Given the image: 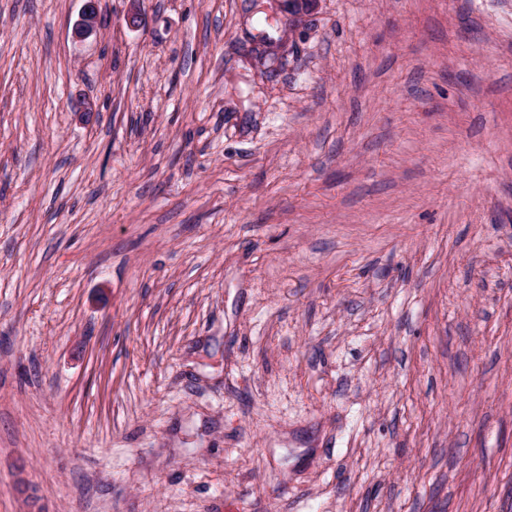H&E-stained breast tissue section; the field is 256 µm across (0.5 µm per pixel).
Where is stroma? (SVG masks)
I'll use <instances>...</instances> for the list:
<instances>
[{
	"label": "stroma",
	"instance_id": "stroma-1",
	"mask_svg": "<svg viewBox=\"0 0 512 512\" xmlns=\"http://www.w3.org/2000/svg\"><path fill=\"white\" fill-rule=\"evenodd\" d=\"M0 0V512H512V0ZM81 17L74 28V37L84 39L96 32L100 25V13L98 1L85 0Z\"/></svg>",
	"mask_w": 512,
	"mask_h": 512
}]
</instances>
